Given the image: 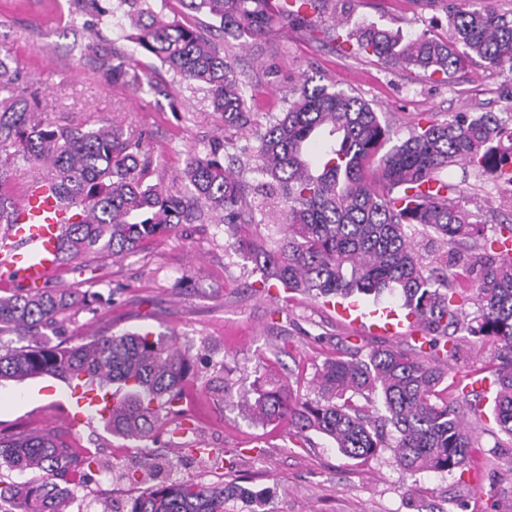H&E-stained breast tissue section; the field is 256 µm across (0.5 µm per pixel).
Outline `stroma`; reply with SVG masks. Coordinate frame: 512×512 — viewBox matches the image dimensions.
<instances>
[{
	"label": "stroma",
	"mask_w": 512,
	"mask_h": 512,
	"mask_svg": "<svg viewBox=\"0 0 512 512\" xmlns=\"http://www.w3.org/2000/svg\"><path fill=\"white\" fill-rule=\"evenodd\" d=\"M353 22L374 23L415 35L445 34L444 12L413 0H352ZM70 0H0V57L9 58L25 86L37 90L47 121L94 124L103 119L132 123L146 137L163 186L181 188L187 152L203 151L220 125L204 92L172 86L169 97L112 85L82 55L98 36L115 38L120 19L100 30L73 35ZM250 74L247 103L258 118L280 112L289 88L302 75L332 81L363 98L405 140L416 125L442 122L457 112L494 113L512 124V72L464 60L453 75L429 80L401 68H384L363 55L309 41L302 31L282 28L271 44L236 52ZM443 180L461 185L468 207L487 225L512 222L501 206L512 185L495 173L453 167ZM223 227L182 224L160 241L125 257L104 254L58 266L49 285L86 296L88 304L64 325L62 343L76 345L98 333L148 330L178 335L190 346L195 375L185 386L179 419L188 435L166 426L148 441L112 433L97 423L75 424L68 414L72 389L42 376L0 383V434L33 432L61 436L75 454H95L111 463V477L92 471L66 512L121 503L147 491V483L119 479L144 455L158 458L164 474L180 473L206 485L235 482L264 493L269 512H512V441L494 423L489 404L470 422L480 435L465 475L396 468L389 454L357 466L328 438L288 435L287 425L263 426L238 406L257 380L273 373L310 387L317 365L335 349L369 350L395 345L419 348L412 328L391 334L356 327L336 307L302 294L252 291L251 265L227 250ZM211 449V458L184 449L182 440Z\"/></svg>",
	"instance_id": "stroma-1"
}]
</instances>
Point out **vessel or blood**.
Listing matches in <instances>:
<instances>
[{"label": "vessel or blood", "instance_id": "vessel-or-blood-1", "mask_svg": "<svg viewBox=\"0 0 512 512\" xmlns=\"http://www.w3.org/2000/svg\"><path fill=\"white\" fill-rule=\"evenodd\" d=\"M63 217L60 203L47 186L28 184L14 207L11 224L0 229V275L13 276L24 287H45L59 264ZM74 398V421L88 424L96 420L98 398L83 392Z\"/></svg>", "mask_w": 512, "mask_h": 512}]
</instances>
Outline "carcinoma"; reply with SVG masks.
<instances>
[{
    "label": "carcinoma",
    "mask_w": 512,
    "mask_h": 512,
    "mask_svg": "<svg viewBox=\"0 0 512 512\" xmlns=\"http://www.w3.org/2000/svg\"><path fill=\"white\" fill-rule=\"evenodd\" d=\"M207 17L194 23L165 20L154 0H108L100 17L128 21L141 55L160 67L141 68L119 47L85 48L90 66L116 85L138 91L146 85L168 96L172 83L207 92L222 125L205 152L189 153L184 188L161 187L144 137L131 125L56 124L37 108L38 93L19 91L20 77L0 58V224L9 223L14 173L24 169L49 182L71 209L60 245V262L92 254L127 257L180 224H217L225 246L252 264L263 287L281 285L328 303L336 297L379 296L399 289L407 315L420 328L424 355L397 347L363 351L358 346L325 358L307 399L288 381L270 376L253 385L245 408L262 424L288 423L289 434L333 440L345 457L366 465L382 452L406 472L464 471L477 437L466 420L475 382L448 377L442 363L455 356L466 336L491 344L480 382L495 388L494 419L512 440V224L493 235L473 220L463 195L440 179L441 171L492 170L512 185V127L490 112H458L388 146L391 130L377 109L306 78L289 91L288 107L255 118L245 97L247 81L231 60V42L244 45L275 37L281 28L305 29L314 40H336L317 24L325 0H162ZM441 2L448 33L404 38L378 26L363 28L350 46L381 65L414 68L424 75H450L461 65L458 47L491 67L512 72V10L478 0ZM224 32V43L211 31ZM170 75L166 80L162 73ZM318 163L309 159L323 134ZM508 151H501L502 141ZM240 154L228 148L239 142ZM440 182L443 193L422 187ZM469 253L468 263L423 252L414 236ZM472 305L475 310L466 311ZM83 299L63 288H18L0 295V382L53 376L79 380L89 389L117 386L101 419L115 434L142 440L177 414L183 386L194 373L189 350L176 338L151 332L98 336L75 346L54 341ZM98 464L71 453L56 436H0V467L38 470L40 480L5 481L0 505L10 512H64L69 485ZM244 500L249 512H269L263 493L237 484L202 486L164 479L114 512H229Z\"/></svg>",
    "instance_id": "cac0c4a2"
}]
</instances>
